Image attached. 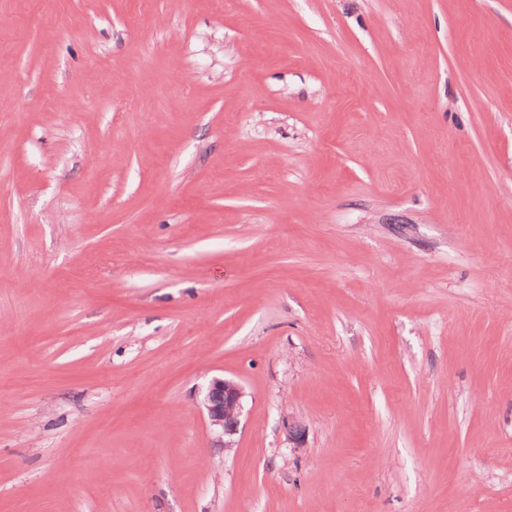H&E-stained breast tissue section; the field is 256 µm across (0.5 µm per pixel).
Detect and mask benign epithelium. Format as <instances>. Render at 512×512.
Returning a JSON list of instances; mask_svg holds the SVG:
<instances>
[{
    "label": "benign epithelium",
    "mask_w": 512,
    "mask_h": 512,
    "mask_svg": "<svg viewBox=\"0 0 512 512\" xmlns=\"http://www.w3.org/2000/svg\"><path fill=\"white\" fill-rule=\"evenodd\" d=\"M245 391L239 383L212 379L204 393L203 404L210 427L218 434V446L226 450L235 447V436L240 430Z\"/></svg>",
    "instance_id": "benign-epithelium-1"
}]
</instances>
